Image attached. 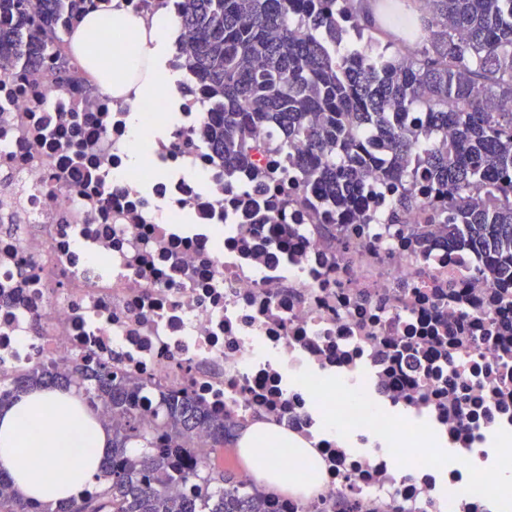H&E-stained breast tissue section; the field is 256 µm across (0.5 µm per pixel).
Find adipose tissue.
<instances>
[{"label": "adipose tissue", "instance_id": "adipose-tissue-1", "mask_svg": "<svg viewBox=\"0 0 512 512\" xmlns=\"http://www.w3.org/2000/svg\"><path fill=\"white\" fill-rule=\"evenodd\" d=\"M109 12L118 18L132 41L121 55H113L112 44H89L74 36L72 47L81 56L112 60L111 70L101 72L102 85L129 104L128 122L139 133L144 104L167 92L171 101L165 121L156 125L155 137H167L179 121L181 108L179 74L168 67L167 33L177 18L153 21L126 13L119 0ZM283 435L272 424L255 419L237 444L248 451L252 469L275 491L299 488L297 474L278 469L274 460L276 441ZM111 446V434L94 411L70 392L35 388L13 404L0 408V472L7 474L24 495L51 504L80 500L98 482L100 465Z\"/></svg>", "mask_w": 512, "mask_h": 512}]
</instances>
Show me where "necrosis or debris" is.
Masks as SVG:
<instances>
[{
  "mask_svg": "<svg viewBox=\"0 0 512 512\" xmlns=\"http://www.w3.org/2000/svg\"><path fill=\"white\" fill-rule=\"evenodd\" d=\"M180 94L181 125L148 144L150 166L169 171L156 179L128 172L141 142L127 108L78 56L35 70L21 59L0 76V381L41 362H109L156 391L191 386L240 423L266 418L326 464L310 495L277 497V512H333L343 497L360 512H490L484 443L512 431V310L481 276L484 257L416 246L418 208L381 223L396 189L376 173L350 216L303 206L288 174L298 150L274 151L267 129L255 143L271 179L230 182L205 145L202 86ZM337 370L365 401H322ZM376 403L414 417L392 424ZM421 420L457 451L462 498L445 499L432 473L411 476ZM342 432L394 446L356 456Z\"/></svg>",
  "mask_w": 512,
  "mask_h": 512,
  "instance_id": "obj_1",
  "label": "necrosis or debris"
}]
</instances>
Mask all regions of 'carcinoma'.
Masks as SVG:
<instances>
[{
    "mask_svg": "<svg viewBox=\"0 0 512 512\" xmlns=\"http://www.w3.org/2000/svg\"><path fill=\"white\" fill-rule=\"evenodd\" d=\"M81 0H0L18 23L0 36V75L25 55L59 51L56 17ZM185 0L188 76L212 114L210 148L235 178L264 176L251 139L267 126L300 184L340 210L359 205L373 169L400 188L390 224L420 204L421 180L448 208L424 207L444 243L488 257L483 275L512 283V0ZM357 45L343 49L348 23ZM453 129V139L446 138ZM75 390L110 414L104 482L67 507L33 503L0 476V512H273L264 487L199 463L230 443L234 424L190 390L157 396L112 365L61 373L37 363L0 384V407L31 387ZM204 430L209 442L197 447Z\"/></svg>",
    "mask_w": 512,
    "mask_h": 512,
    "instance_id": "1",
    "label": "carcinoma"
}]
</instances>
